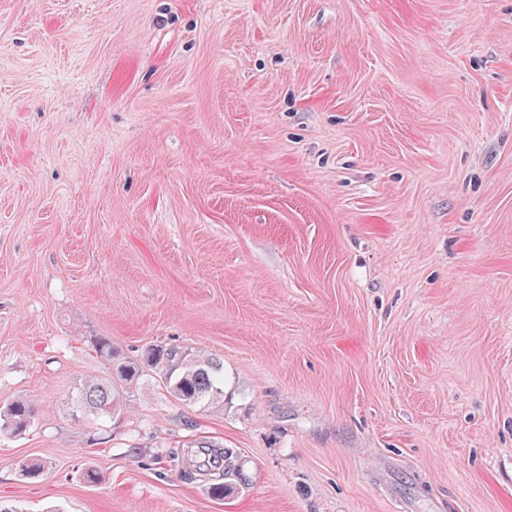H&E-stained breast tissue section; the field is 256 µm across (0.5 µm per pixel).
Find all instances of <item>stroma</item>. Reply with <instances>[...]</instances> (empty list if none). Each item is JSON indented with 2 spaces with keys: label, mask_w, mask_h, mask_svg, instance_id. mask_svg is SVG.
<instances>
[{
  "label": "stroma",
  "mask_w": 512,
  "mask_h": 512,
  "mask_svg": "<svg viewBox=\"0 0 512 512\" xmlns=\"http://www.w3.org/2000/svg\"><path fill=\"white\" fill-rule=\"evenodd\" d=\"M99 337L223 360V409L73 417ZM23 398L13 512H512V0H0ZM196 467L198 470L203 469H212L220 467L221 464H224V476L230 477L235 476L239 480H242L243 472L241 469V464L238 462L237 456L234 455V452L229 448H224V452H221L217 449H213L210 453H205L203 458H199V460L195 461Z\"/></svg>",
  "instance_id": "35a3bbf8"
}]
</instances>
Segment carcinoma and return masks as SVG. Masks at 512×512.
<instances>
[{
    "instance_id": "carcinoma-1",
    "label": "carcinoma",
    "mask_w": 512,
    "mask_h": 512,
    "mask_svg": "<svg viewBox=\"0 0 512 512\" xmlns=\"http://www.w3.org/2000/svg\"><path fill=\"white\" fill-rule=\"evenodd\" d=\"M95 351L107 365L108 378L88 379L77 387L73 407L88 417L110 416L129 402L132 389L150 371L158 376L171 397L193 407L209 409L224 407V363L201 351L170 348H150L142 360L122 356L112 341L101 338ZM35 406L24 400L10 403L0 411V431L21 434L35 424ZM224 466V475L243 478L241 464L234 452L213 449L196 461L199 469ZM48 466L38 459L19 463L20 475L33 480L44 476Z\"/></svg>"
}]
</instances>
